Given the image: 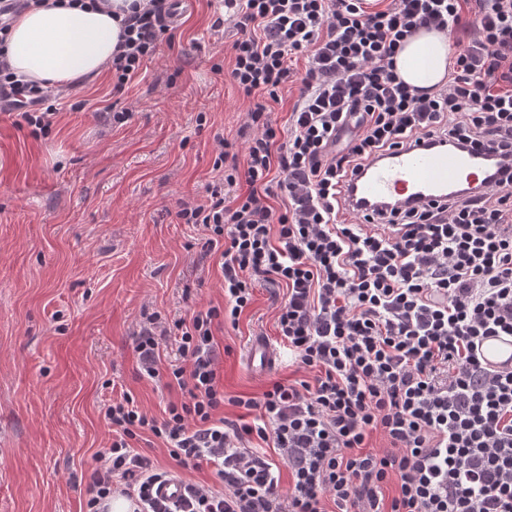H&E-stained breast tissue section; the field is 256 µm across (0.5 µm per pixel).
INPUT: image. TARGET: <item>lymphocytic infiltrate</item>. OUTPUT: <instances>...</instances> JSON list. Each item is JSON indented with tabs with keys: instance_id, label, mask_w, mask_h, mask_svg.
Here are the masks:
<instances>
[{
	"instance_id": "1",
	"label": "lymphocytic infiltrate",
	"mask_w": 512,
	"mask_h": 512,
	"mask_svg": "<svg viewBox=\"0 0 512 512\" xmlns=\"http://www.w3.org/2000/svg\"><path fill=\"white\" fill-rule=\"evenodd\" d=\"M363 4L237 0L216 19L238 32L229 76L251 101L249 136L241 156L219 140L222 179L176 215L207 231L225 305L176 320L178 358L165 371L167 327L152 316L141 325L142 377L181 397L159 418L127 395L105 404L112 443L87 485V512H105L115 493L137 512H512V368L478 353L486 337L512 336V175L479 196L384 218L346 204L349 176L427 139L489 146L512 172V0ZM177 7L149 0L122 19L115 91L166 42ZM422 28L471 35L455 41L449 80L431 93L401 81L394 64ZM294 82L283 131L270 105ZM17 92L30 97L22 120L48 130L50 92L1 67L0 102L12 107ZM258 281L284 288L276 330L310 376L228 398L214 330L237 323ZM227 403L237 419L220 416ZM145 431L180 465H213L218 485L189 482L181 502L159 499L166 474L137 446ZM377 431L387 447H370Z\"/></svg>"
}]
</instances>
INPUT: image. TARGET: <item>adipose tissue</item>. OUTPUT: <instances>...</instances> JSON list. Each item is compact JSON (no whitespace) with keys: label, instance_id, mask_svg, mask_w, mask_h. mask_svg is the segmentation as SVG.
Wrapping results in <instances>:
<instances>
[{"label":"adipose tissue","instance_id":"1","mask_svg":"<svg viewBox=\"0 0 512 512\" xmlns=\"http://www.w3.org/2000/svg\"><path fill=\"white\" fill-rule=\"evenodd\" d=\"M133 0H42L18 14L0 44L12 72L42 86L62 87L100 75L116 52L124 12ZM398 76L415 88L446 84V33L419 29L395 60Z\"/></svg>","mask_w":512,"mask_h":512}]
</instances>
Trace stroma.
I'll use <instances>...</instances> for the list:
<instances>
[{
  "label": "stroma",
  "instance_id": "35a3bbf8",
  "mask_svg": "<svg viewBox=\"0 0 512 512\" xmlns=\"http://www.w3.org/2000/svg\"><path fill=\"white\" fill-rule=\"evenodd\" d=\"M223 12L224 0H192L122 94L108 70L61 89L45 134L0 112V512H85L95 457L112 439L103 404L127 393L158 417L180 397L139 374L143 315L171 323L224 304L202 225L176 216L220 176L215 134L243 143L250 101L229 77L236 31L213 26ZM114 102L127 122L106 113ZM275 308L273 288L257 283L237 325L216 330L226 396L297 378ZM258 336L271 365L245 359ZM142 438L159 468L216 483L211 467L179 469Z\"/></svg>",
  "mask_w": 512,
  "mask_h": 512
}]
</instances>
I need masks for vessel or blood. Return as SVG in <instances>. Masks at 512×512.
Masks as SVG:
<instances>
[{"label": "vessel or blood", "instance_id": "vessel-or-blood-1", "mask_svg": "<svg viewBox=\"0 0 512 512\" xmlns=\"http://www.w3.org/2000/svg\"><path fill=\"white\" fill-rule=\"evenodd\" d=\"M484 149L445 143L393 150L356 174L349 189L352 206L362 210L418 208L459 191H478L492 175Z\"/></svg>", "mask_w": 512, "mask_h": 512}]
</instances>
